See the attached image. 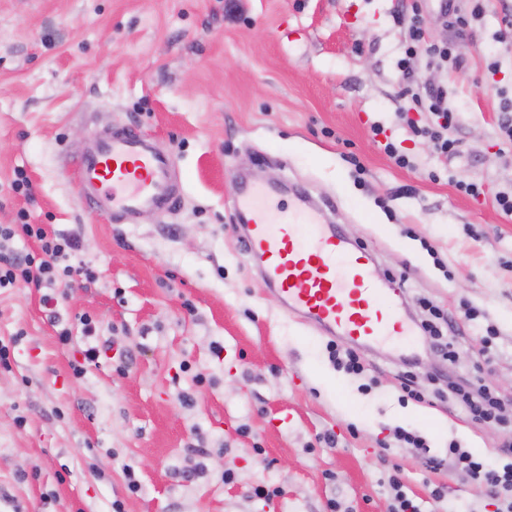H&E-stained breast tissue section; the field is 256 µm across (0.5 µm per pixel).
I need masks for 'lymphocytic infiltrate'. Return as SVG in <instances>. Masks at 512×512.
<instances>
[{"label": "lymphocytic infiltrate", "mask_w": 512, "mask_h": 512, "mask_svg": "<svg viewBox=\"0 0 512 512\" xmlns=\"http://www.w3.org/2000/svg\"><path fill=\"white\" fill-rule=\"evenodd\" d=\"M398 22L405 25L408 31V56L422 53L432 65L450 60L456 66H463L466 60L463 45L440 47L427 42L426 19L419 6H412L407 14L399 17ZM402 78L407 81L406 91L417 108L434 118L432 124L416 128V135L432 142L440 155H456L458 143L449 138L448 131L456 125L457 117L448 106L447 92L440 88L421 90L419 85L413 83V74L407 69L403 70ZM18 237L36 242V252L24 255L15 253L11 243ZM78 247L77 238L61 234L46 224H0V288L31 285L53 290L77 276L94 280L92 270L69 263L70 256ZM421 305L429 311L430 317L420 322V329L432 338L433 347L443 362H454L456 337L462 336L464 324L482 317V310L471 304L466 305L462 318L458 319L445 315L429 300H422ZM444 381L446 386L437 390V399H446L451 393L459 395L472 423L503 424V404L479 376L448 375ZM393 436L403 447L414 449L430 469L435 470L449 463L463 470L475 484L486 490L495 506L494 512H512V443L503 446L499 462L492 463L462 448L455 441L448 444L447 458L434 456L425 436L402 426L394 428Z\"/></svg>", "instance_id": "lymphocytic-infiltrate-1"}]
</instances>
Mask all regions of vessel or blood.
I'll use <instances>...</instances> for the list:
<instances>
[{
	"label": "vessel or blood",
	"instance_id": "1",
	"mask_svg": "<svg viewBox=\"0 0 512 512\" xmlns=\"http://www.w3.org/2000/svg\"><path fill=\"white\" fill-rule=\"evenodd\" d=\"M91 208L117 221L173 211L181 194L172 153L132 129L99 132L76 162ZM235 205L249 216L246 251L263 261L264 281L289 310L350 343L404 344L415 334L397 309L399 292L373 271L357 247L316 214L276 203L252 185Z\"/></svg>",
	"mask_w": 512,
	"mask_h": 512
}]
</instances>
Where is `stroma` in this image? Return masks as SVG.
<instances>
[{"label": "stroma", "mask_w": 512, "mask_h": 512, "mask_svg": "<svg viewBox=\"0 0 512 512\" xmlns=\"http://www.w3.org/2000/svg\"><path fill=\"white\" fill-rule=\"evenodd\" d=\"M407 2L0 0V224L75 236L78 260L98 272L59 305L98 325L69 348L41 290L0 289L11 352L0 368V512H112L116 501L124 512H326L332 499L342 512H390L393 465L426 512L437 485L482 512L484 493L462 470L431 471L413 449L382 444L403 426L437 456L455 440L494 461L502 428L474 427L456 404L399 403L398 349L363 346L377 384L360 392L330 362L328 333L266 287L232 206L239 176L286 184L278 201L301 191L380 276H394L411 321L424 316L422 298L452 315L465 299L485 310L500 330L487 382L512 403V218L494 202L512 188L497 127L512 99V45L494 37L512 0H487L462 37L439 0L422 2L428 41L468 48L462 69L412 61L458 114L449 135L460 150L448 159L400 118L409 103L395 17ZM109 128L172 152L183 187L173 212L124 224L81 200L71 163ZM388 140L413 168L385 154ZM18 169L31 197L11 188ZM460 182L483 195H463ZM88 344L108 354L74 376ZM260 482L281 497L252 498Z\"/></svg>", "instance_id": "stroma-1"}]
</instances>
